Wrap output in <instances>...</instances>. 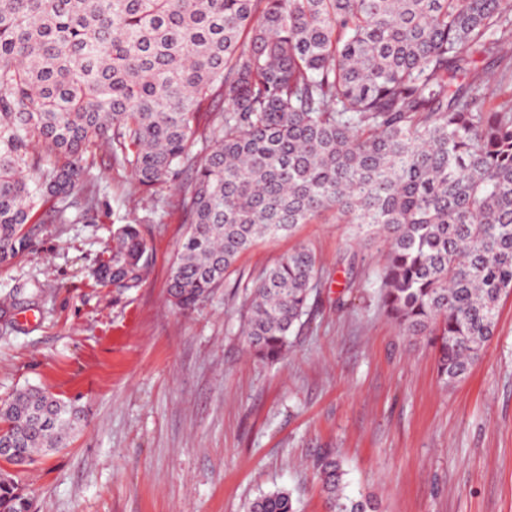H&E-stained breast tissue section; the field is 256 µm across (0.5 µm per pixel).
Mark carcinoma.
I'll list each match as a JSON object with an SVG mask.
<instances>
[{"label":"carcinoma","instance_id":"carcinoma-1","mask_svg":"<svg viewBox=\"0 0 512 512\" xmlns=\"http://www.w3.org/2000/svg\"><path fill=\"white\" fill-rule=\"evenodd\" d=\"M511 45L512 0H0V263L94 150L147 192L181 188L188 228L166 292L183 310L257 241L334 210L381 246L382 307L454 384L512 293V101L486 105L474 59L512 77ZM149 265L125 224L97 274L136 288ZM320 273L306 245L266 269L243 324L257 356L286 355ZM80 420L40 388L18 392L0 407L8 463L63 446ZM314 469L332 512H376L346 495L335 455ZM0 512H29L11 480ZM247 512L295 507L276 489Z\"/></svg>","mask_w":512,"mask_h":512}]
</instances>
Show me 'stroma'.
<instances>
[{
	"mask_svg": "<svg viewBox=\"0 0 512 512\" xmlns=\"http://www.w3.org/2000/svg\"><path fill=\"white\" fill-rule=\"evenodd\" d=\"M100 208L69 223L44 203L22 255L0 264V404L39 386L74 402L68 445L14 476L30 512H246L285 488L297 512H328L313 468L332 450L348 495L378 512H512V295L465 379L448 386L435 353L381 308L377 249L328 213L244 253L193 308L166 281L187 230L175 186L140 191L96 153ZM139 225L145 281L117 288L94 270L115 230ZM322 275L310 312L275 362L241 333L249 287L298 245Z\"/></svg>",
	"mask_w": 512,
	"mask_h": 512,
	"instance_id": "35a3bbf8",
	"label": "stroma"
}]
</instances>
